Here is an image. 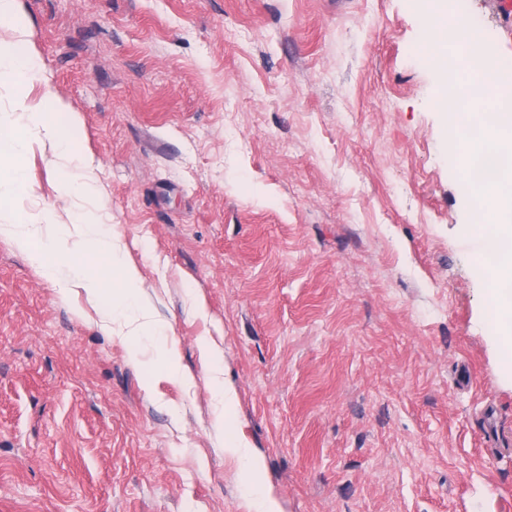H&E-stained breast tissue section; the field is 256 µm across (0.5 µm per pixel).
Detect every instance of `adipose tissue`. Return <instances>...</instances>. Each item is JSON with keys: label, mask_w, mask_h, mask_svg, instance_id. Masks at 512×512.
Masks as SVG:
<instances>
[{"label": "adipose tissue", "mask_w": 512, "mask_h": 512, "mask_svg": "<svg viewBox=\"0 0 512 512\" xmlns=\"http://www.w3.org/2000/svg\"><path fill=\"white\" fill-rule=\"evenodd\" d=\"M0 24L11 30L9 38H0V86L11 91L10 111L0 113V143L10 144L9 150H0V237L12 241L44 277L58 282L63 290L80 288L96 300L103 295L106 280L116 281L118 298L105 316V325L126 327L132 337H164L163 367L169 375L182 377L178 342L148 310L143 280L124 259L119 232L108 228L99 212L80 205L81 199L96 192L94 158L73 155L55 113L29 99V81L39 70V58L31 46L30 28L20 16V0H0ZM44 143L50 144L55 158L57 192L70 203L64 227L71 243L65 247L55 235L43 234L35 218L14 204L28 191L22 179L24 159L34 145ZM93 259L101 262L95 271L89 268ZM214 396L222 409L218 422L224 430L225 452L241 461L249 479H257L260 460L234 430V389L216 385Z\"/></svg>", "instance_id": "ef3b65f1"}]
</instances>
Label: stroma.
<instances>
[{
  "instance_id": "obj_1",
  "label": "stroma",
  "mask_w": 512,
  "mask_h": 512,
  "mask_svg": "<svg viewBox=\"0 0 512 512\" xmlns=\"http://www.w3.org/2000/svg\"><path fill=\"white\" fill-rule=\"evenodd\" d=\"M97 204L169 325L131 343L0 238V512H512V377L414 0H20ZM467 18L512 72V18ZM33 150L22 205L62 214ZM207 315H193V300ZM163 367L166 372L176 378H180L186 383L191 382V377L182 372L178 351V342L174 337H166L163 349ZM216 377L214 396L221 406L222 413L218 419L224 429V451L237 457L243 465V470L248 475L252 488L259 486L257 477L261 469L259 458L253 453L250 446L234 430L231 411L236 402V393L231 386L219 382Z\"/></svg>"
}]
</instances>
